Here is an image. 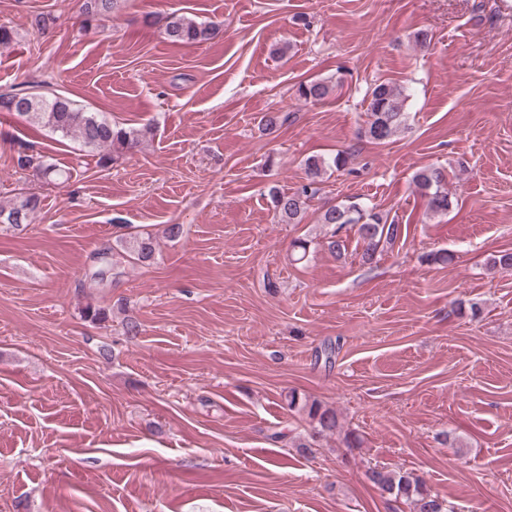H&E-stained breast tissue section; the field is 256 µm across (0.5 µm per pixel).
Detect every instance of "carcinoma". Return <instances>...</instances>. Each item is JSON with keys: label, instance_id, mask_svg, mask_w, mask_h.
<instances>
[{"label": "carcinoma", "instance_id": "obj_1", "mask_svg": "<svg viewBox=\"0 0 512 512\" xmlns=\"http://www.w3.org/2000/svg\"><path fill=\"white\" fill-rule=\"evenodd\" d=\"M117 0H85L84 13L92 21L112 13ZM219 22H198L185 15L173 13L166 17L165 34L174 44L202 43L213 39L220 31ZM332 88L323 81L313 80L299 85V98L317 103L325 100ZM407 99L405 87L390 81L376 84L368 95L367 127L365 134L373 141L385 143L406 124L403 112ZM0 112H14L41 128H47L66 139L79 141L88 149L99 153L100 165L107 167L120 156L141 144L142 132L136 128H125L113 123L104 115L80 107L66 97L47 98L33 92L29 95L0 94ZM18 166L30 170L40 178L49 181H67L71 172L57 168L46 156L23 154L18 157ZM349 164V153L341 151L333 156H313L306 161L307 183L293 191L273 187L269 191L270 205L278 224H299L302 222L308 202L318 193L317 185L329 170L339 171ZM415 186L426 200L427 212L431 215H445L450 207L447 171L438 167H426L414 175ZM40 207V199L34 193L20 197L9 207L0 205V224H21ZM318 223L331 227L327 241L328 249L341 259L347 255L345 240L340 232L352 227L356 229L363 243L361 261L372 262L375 256L397 240L400 227L375 207L363 205L355 200H342L322 207ZM124 249L138 261L153 257L156 250L151 234L135 233L123 239ZM288 408L303 410L312 424V437L332 434L340 427L336 412L322 403L299 402L296 394L288 396ZM367 476L370 481L388 493L394 500L412 506L413 512H447L446 505L432 494L420 479L407 472H388L372 468Z\"/></svg>", "mask_w": 512, "mask_h": 512}]
</instances>
